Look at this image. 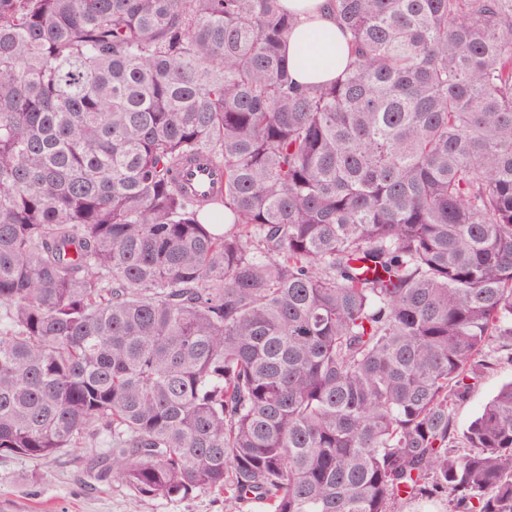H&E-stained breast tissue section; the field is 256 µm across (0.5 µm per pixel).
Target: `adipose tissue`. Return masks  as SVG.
Instances as JSON below:
<instances>
[{
	"mask_svg": "<svg viewBox=\"0 0 512 512\" xmlns=\"http://www.w3.org/2000/svg\"><path fill=\"white\" fill-rule=\"evenodd\" d=\"M299 23L284 46L294 64L298 84L318 85L333 81L350 61L348 42L336 24L329 0H283Z\"/></svg>",
	"mask_w": 512,
	"mask_h": 512,
	"instance_id": "adipose-tissue-1",
	"label": "adipose tissue"
}]
</instances>
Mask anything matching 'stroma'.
Here are the masks:
<instances>
[{
    "instance_id": "1",
    "label": "stroma",
    "mask_w": 512,
    "mask_h": 512,
    "mask_svg": "<svg viewBox=\"0 0 512 512\" xmlns=\"http://www.w3.org/2000/svg\"><path fill=\"white\" fill-rule=\"evenodd\" d=\"M485 352L496 357L494 370L474 381L463 402L452 407L454 437L450 449L467 453L463 434L500 387L512 381V360L499 339L489 341ZM95 451L78 448L38 463L25 459H0V512H224V500L209 492H197L179 500L146 498L131 503L120 483L96 484L88 475Z\"/></svg>"
}]
</instances>
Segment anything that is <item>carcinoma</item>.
Listing matches in <instances>:
<instances>
[{"mask_svg":"<svg viewBox=\"0 0 512 512\" xmlns=\"http://www.w3.org/2000/svg\"><path fill=\"white\" fill-rule=\"evenodd\" d=\"M0 0V458L135 502L512 512V0ZM223 172L190 192L187 164ZM299 19L284 46L294 63V80L304 86L331 82L350 61L348 42L336 24L328 0H283ZM299 59V64L295 63ZM503 340L492 338L484 350L486 355L496 357L499 360L494 370L483 374L472 381L471 391L463 402H459L450 409L453 424L454 437L450 440L448 448L455 454L467 453L463 433L470 423L479 415L485 404L497 393L500 387L512 380V361L501 350Z\"/></svg>","mask_w":512,"mask_h":512,"instance_id":"cac0c4a2","label":"carcinoma"}]
</instances>
